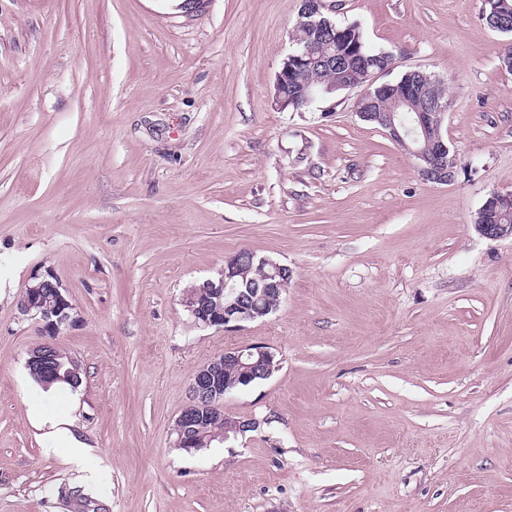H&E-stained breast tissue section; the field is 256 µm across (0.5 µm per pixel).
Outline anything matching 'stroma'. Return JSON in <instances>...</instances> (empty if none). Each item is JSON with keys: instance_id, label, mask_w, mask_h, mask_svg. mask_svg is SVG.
<instances>
[{"instance_id": "1", "label": "stroma", "mask_w": 512, "mask_h": 512, "mask_svg": "<svg viewBox=\"0 0 512 512\" xmlns=\"http://www.w3.org/2000/svg\"><path fill=\"white\" fill-rule=\"evenodd\" d=\"M447 79L458 165L424 182L356 94L279 110L300 0H0V512H512V238L474 227L512 191V34L484 0H335ZM247 250L292 272L278 310L196 324L187 288ZM51 275L73 324L19 302ZM79 362L54 392L84 460L30 419L29 350ZM263 343L281 362L226 396L249 430L189 455L195 371ZM49 285L56 289V295L59 300L58 310L61 311L57 312L56 319H53L52 313L49 312V309L55 311L57 308L56 302L49 296L50 293L47 294L48 298H46V307H49V309L42 307L43 288ZM63 290L61 283L51 275L33 277L32 282L28 283L24 290L23 303L19 309L24 315L37 319L41 324L42 331L46 335L55 336L59 333L62 326L74 322V319L71 317L72 306H68V303L70 305L71 303L66 296L64 297ZM65 309H68V311Z\"/></svg>"}]
</instances>
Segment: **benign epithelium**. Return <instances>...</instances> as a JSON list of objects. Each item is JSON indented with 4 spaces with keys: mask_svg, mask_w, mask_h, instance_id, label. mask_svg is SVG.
<instances>
[{
    "mask_svg": "<svg viewBox=\"0 0 512 512\" xmlns=\"http://www.w3.org/2000/svg\"><path fill=\"white\" fill-rule=\"evenodd\" d=\"M326 10V0H303L296 26L313 37L329 29L336 32L340 40H345V31L336 29V24L325 16ZM388 59L387 64L376 67L362 59L354 60L344 72L341 87L358 91V116L367 122H378L392 141L407 148L416 160L423 181L447 184L452 181L457 167V159L450 153L442 133L450 107L447 81L424 76L408 86L397 81L382 82L380 78L395 68L393 55H388ZM317 64H336V43L329 41L315 52L291 53L284 59L274 82V99L279 109L288 108V102L292 101L289 89L297 82V73ZM416 98L427 101L426 110H414ZM405 110L413 116H402L401 112ZM481 214L483 223L476 228L482 235L492 239L512 237V192L491 193ZM249 264L257 265L263 272L261 283L247 278L245 268ZM288 274L290 270L285 265L240 251L225 260L218 281L208 280L197 292L185 295L183 306L194 322L204 327H239L244 322L263 319L278 309L288 288ZM239 280L245 288L237 287ZM49 285L56 289L59 300V312L55 315L42 307L44 288ZM20 311L38 320L42 331L49 336L58 334L62 326L74 322L62 285L51 275L32 278L24 290ZM279 368L276 352L265 344L227 348L208 360L191 378L190 401L175 422V446L186 449L190 455L196 453L207 436L203 431V412L224 409L226 394L250 385L255 379L267 380ZM224 419L229 421V426L224 428L222 442L231 432L237 434L256 428V422L251 419H231L227 415Z\"/></svg>",
    "mask_w": 512,
    "mask_h": 512,
    "instance_id": "1",
    "label": "benign epithelium"
}]
</instances>
